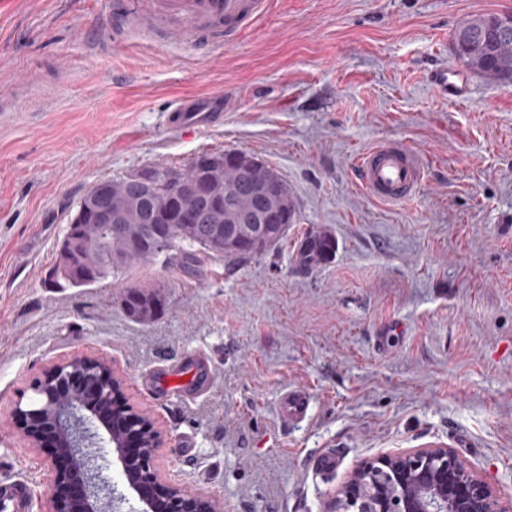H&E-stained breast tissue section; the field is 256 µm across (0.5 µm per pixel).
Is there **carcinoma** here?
<instances>
[{"label": "carcinoma", "mask_w": 512, "mask_h": 512, "mask_svg": "<svg viewBox=\"0 0 512 512\" xmlns=\"http://www.w3.org/2000/svg\"><path fill=\"white\" fill-rule=\"evenodd\" d=\"M499 15L488 13L471 17L452 35L455 57L471 71L512 84V36L496 34ZM241 152L226 150L201 153L182 169L151 165L155 190L136 195L138 184L128 178L101 179L78 200L57 249L55 268L60 288L96 285L117 277L141 260L175 252L188 266L196 260L197 249L231 259H245L267 251L224 248V225L234 224L233 214L251 206L244 194L245 170L240 166ZM278 198L296 221V205L288 185L279 179ZM112 205L120 216L112 236L100 230L98 200ZM336 252V241L325 232L306 236L297 250L299 263L307 268L327 262ZM163 308L158 291L134 287L124 296L127 315L146 322Z\"/></svg>", "instance_id": "cac0c4a2"}]
</instances>
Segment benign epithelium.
<instances>
[{
	"label": "benign epithelium",
	"mask_w": 512,
	"mask_h": 512,
	"mask_svg": "<svg viewBox=\"0 0 512 512\" xmlns=\"http://www.w3.org/2000/svg\"><path fill=\"white\" fill-rule=\"evenodd\" d=\"M258 198L278 193L275 176L263 174L255 182ZM241 224L228 234V246L254 247L269 234L284 229L286 210L269 207L243 213ZM48 386L43 407L16 406L17 433L36 450L42 465L53 474L47 512H118L128 502L112 484L107 471L119 464V477L142 508L130 512H223L213 496L191 491L166 480L157 465L162 434L144 412L126 402L123 377L102 357H72L51 366L43 377ZM92 390L95 408L79 400H57L60 392ZM134 413L140 431L154 437L139 452L129 454L115 436L129 426ZM332 512H512V500H503L498 487L470 471L455 452L444 446L385 454L358 466L338 493Z\"/></svg>",
	"instance_id": "obj_1"
}]
</instances>
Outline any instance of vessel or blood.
<instances>
[{"instance_id": "vessel-or-blood-1", "label": "vessel or blood", "mask_w": 512, "mask_h": 512, "mask_svg": "<svg viewBox=\"0 0 512 512\" xmlns=\"http://www.w3.org/2000/svg\"><path fill=\"white\" fill-rule=\"evenodd\" d=\"M267 0H146L144 13L155 24L168 29L171 36L186 39L202 26L218 25L225 42L235 41L265 11ZM224 114L214 101L186 97L167 114L171 127L186 125L211 127L221 124ZM359 182L372 197L387 203H401L416 191L425 176V165L409 148L385 141L365 150L358 159ZM308 392L299 388L284 391L278 413L285 421L305 419ZM30 491L20 480H0V512H29Z\"/></svg>"}]
</instances>
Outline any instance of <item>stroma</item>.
I'll list each match as a JSON object with an SVG mask.
<instances>
[{
    "label": "stroma",
    "instance_id": "obj_1",
    "mask_svg": "<svg viewBox=\"0 0 512 512\" xmlns=\"http://www.w3.org/2000/svg\"><path fill=\"white\" fill-rule=\"evenodd\" d=\"M111 0H0V476L45 512L47 473L13 429L33 383L75 355L111 359L166 441L163 475L224 512H328L363 461L445 446L512 496V86L455 58L451 36L512 0H270L227 44L133 27ZM456 70L464 95L434 77ZM220 92L224 124L170 129L181 97ZM384 140L426 174L402 204L360 187ZM234 149L280 172L297 208L268 252L192 265L164 254L89 288H56V247L93 182ZM336 253L305 268L302 237ZM165 307L135 322L127 289ZM184 360L154 393L142 375ZM304 388L306 418L277 415ZM191 439V457L181 454ZM339 457L335 469L320 453Z\"/></svg>",
    "mask_w": 512,
    "mask_h": 512
}]
</instances>
